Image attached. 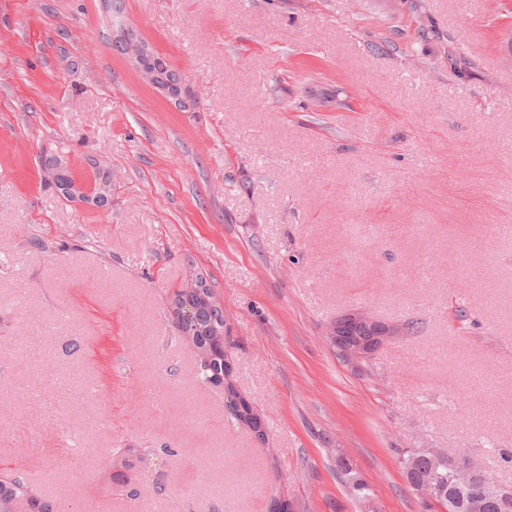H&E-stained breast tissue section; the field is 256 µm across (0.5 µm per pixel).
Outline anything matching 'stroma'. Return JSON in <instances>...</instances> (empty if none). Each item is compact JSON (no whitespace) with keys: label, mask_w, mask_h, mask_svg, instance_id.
Segmentation results:
<instances>
[{"label":"stroma","mask_w":512,"mask_h":512,"mask_svg":"<svg viewBox=\"0 0 512 512\" xmlns=\"http://www.w3.org/2000/svg\"><path fill=\"white\" fill-rule=\"evenodd\" d=\"M120 6L179 97L108 0H0V473L59 512H431L409 448L512 484V0ZM195 277L265 442L173 321ZM354 311L406 330L360 368ZM145 49L144 54L135 58L138 68L153 86L166 89L171 94L177 93L180 88V76L170 69L163 58L151 53L147 48ZM53 167L51 182L63 197L73 199L75 196H80L83 201L92 203V195H87L85 192L80 191V188L75 185L64 166L57 162L53 164ZM224 348L222 346L217 348V354L216 356L211 355L208 360L212 361H221V369L218 373L213 372L212 375L208 376L209 384L214 386H222L224 384V358L223 356ZM242 400V397L240 395V392L235 388V386L231 383L228 385L224 384V406L227 410H230V415L238 422L242 423L243 425L247 426L256 439L259 442H265V436L264 434H258L254 429L251 428V426L248 424L244 414L240 411H237L238 409V403Z\"/></svg>","instance_id":"35a3bbf8"}]
</instances>
